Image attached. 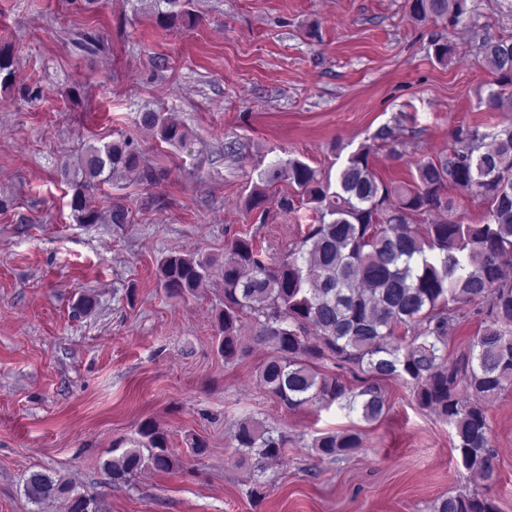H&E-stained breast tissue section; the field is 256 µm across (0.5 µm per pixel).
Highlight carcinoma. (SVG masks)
Masks as SVG:
<instances>
[{
  "label": "carcinoma",
  "mask_w": 512,
  "mask_h": 512,
  "mask_svg": "<svg viewBox=\"0 0 512 512\" xmlns=\"http://www.w3.org/2000/svg\"><path fill=\"white\" fill-rule=\"evenodd\" d=\"M163 27L189 20V0H161ZM417 19H440L454 29L469 13L467 0H408ZM483 64L497 89L485 104L512 109V38L486 39ZM15 79L10 45L0 46V83ZM140 123L161 142L184 146L188 132L162 112H144ZM371 147L352 153L336 183L298 159L278 160L260 175L263 187L247 200L265 217L267 189L293 188L278 200L288 212L300 203L313 223L288 252L270 256L254 239L239 236L224 261V310L215 339L224 361L248 353L240 341L243 319L258 327L256 338L275 350L259 371L261 384L290 410L334 404L374 423L389 409L381 384L401 380L416 405L448 422L457 466L496 480L487 420L488 403L512 389V124L493 131L456 128L448 154L416 164L407 186L379 180L370 164ZM72 188L70 207L79 224H128L129 210L115 203L101 211L94 191L117 175L154 184L158 174L142 166L128 139L91 144L62 168ZM455 186L487 205L482 222L432 221L415 226L414 215L449 212L447 187ZM210 262L195 254L171 253L158 264L166 296L196 295L209 279ZM475 317L479 329L467 348L448 357V335ZM331 363L336 374L319 365ZM141 441L105 463L109 477L126 482L142 468L168 471L174 459L166 435L151 424ZM237 448L257 471L283 457L288 437L251 419L242 420ZM356 433L314 438L322 457L360 448ZM24 493L34 504L61 500L65 512H98L95 500L49 473H31ZM434 512H499L494 498L464 487L443 498Z\"/></svg>",
  "instance_id": "obj_1"
}]
</instances>
